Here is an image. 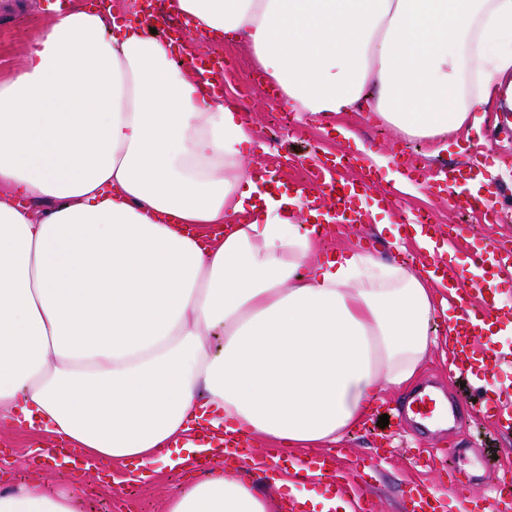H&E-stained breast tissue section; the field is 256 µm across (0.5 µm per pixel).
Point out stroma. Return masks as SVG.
Listing matches in <instances>:
<instances>
[{
  "instance_id": "1",
  "label": "stroma",
  "mask_w": 512,
  "mask_h": 512,
  "mask_svg": "<svg viewBox=\"0 0 512 512\" xmlns=\"http://www.w3.org/2000/svg\"><path fill=\"white\" fill-rule=\"evenodd\" d=\"M46 20L41 0H0L1 75L23 64L34 28ZM188 46L193 53L210 50L224 57L223 95L233 101L241 100V115L252 139L244 160L249 170L284 171L289 178L304 180L310 178L312 172L309 156L369 150L391 160L389 167L379 169L374 186L375 191H392L397 195L399 209L391 213V221H400L402 216L411 213L430 215L436 224L462 225L466 236L455 253L460 260L466 259L471 251L512 241V127H483L470 131L464 152H457L452 147L434 157L430 154L429 144L405 140L372 114L360 111L346 113L337 120L338 126L352 131V138L347 139L315 117L306 119L301 125L291 124L290 113L268 97L267 83L255 82V63L245 44L196 36ZM409 151L417 154L418 161L405 171L407 182L401 185L394 177L400 170L396 159ZM475 156L482 158L487 168L496 173L493 185L499 190L500 220L495 224L487 223L484 215L477 212L457 215L448 206L447 192L425 186L431 176L460 168ZM364 235L375 239L377 260L388 265L403 262L409 268H417V258L401 259L387 238L378 234L370 219L362 224L340 225L325 247L329 250L355 248ZM447 353L448 348L444 345L432 351L418 380V388L432 391L444 404L454 405L455 417L438 424L419 423L410 414L411 392L386 391L378 408L394 410L399 416V428L387 435L372 422L347 434L338 446L337 472H348L364 463L370 465L362 493L373 499L375 512H403L409 495L424 486L439 492L443 500H465V491L451 483L447 476L411 462L408 451L412 448L457 449L458 467L476 471L486 481L498 476H512V434L499 433L488 418L472 414L470 398L474 388L461 386L458 379L449 378L444 365ZM48 443L49 438L42 431L24 424L0 422V459L10 462L18 479L38 472L48 487L69 486L76 477L75 472H59L49 467L38 469L33 464V448H44ZM337 472L326 474L325 483L335 484ZM184 478L183 471L165 467L114 497L99 484L95 475L89 474L85 477L87 494L80 509L81 512H165L169 487Z\"/></svg>"
}]
</instances>
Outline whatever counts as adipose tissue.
Here are the masks:
<instances>
[{
	"instance_id": "obj_1",
	"label": "adipose tissue",
	"mask_w": 512,
	"mask_h": 512,
	"mask_svg": "<svg viewBox=\"0 0 512 512\" xmlns=\"http://www.w3.org/2000/svg\"><path fill=\"white\" fill-rule=\"evenodd\" d=\"M0 77V420L41 419L86 470H194L199 426L282 449L363 426L418 378L443 283L345 248L318 211L260 188L236 107L175 47L84 0H48ZM188 31L245 40L281 108L363 110L447 150L512 79V0H171ZM210 467L166 512H273ZM85 487L31 479L0 512H78Z\"/></svg>"
}]
</instances>
